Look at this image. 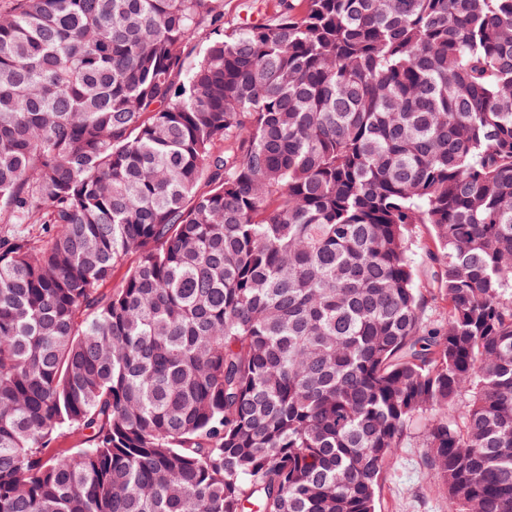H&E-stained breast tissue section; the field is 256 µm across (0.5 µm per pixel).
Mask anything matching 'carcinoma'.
I'll return each instance as SVG.
<instances>
[{"label":"carcinoma","mask_w":512,"mask_h":512,"mask_svg":"<svg viewBox=\"0 0 512 512\" xmlns=\"http://www.w3.org/2000/svg\"><path fill=\"white\" fill-rule=\"evenodd\" d=\"M420 420L512 512V0H15L0 512H378ZM266 0H224L225 19L230 24L260 19Z\"/></svg>","instance_id":"carcinoma-1"}]
</instances>
